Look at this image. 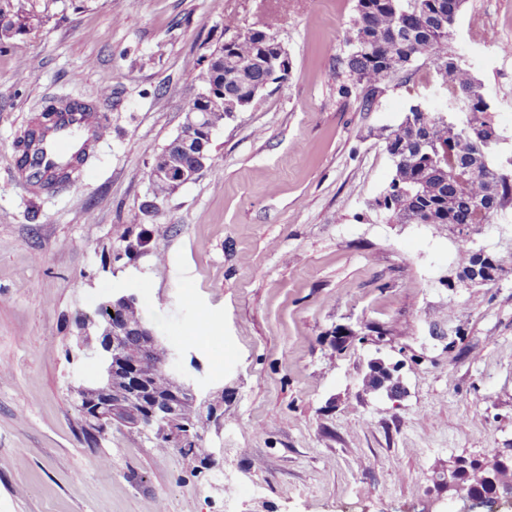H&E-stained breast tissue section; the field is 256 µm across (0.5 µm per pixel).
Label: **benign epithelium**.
I'll return each mask as SVG.
<instances>
[{"instance_id":"obj_1","label":"benign epithelium","mask_w":512,"mask_h":512,"mask_svg":"<svg viewBox=\"0 0 512 512\" xmlns=\"http://www.w3.org/2000/svg\"><path fill=\"white\" fill-rule=\"evenodd\" d=\"M196 99L208 103V109H224V88L202 89ZM215 127L209 125L208 114L187 108L183 129L176 143L189 149L197 135L212 138ZM207 166L203 151L195 154L193 166H183L167 156H157L149 171L150 182L165 181L176 190L192 181ZM476 263L470 266L464 279L472 283L497 280L502 272L499 265L483 261V250L475 251ZM141 335L139 345L127 344L130 332ZM98 351L105 362L103 379L95 389L75 393V405L86 412L88 423L105 431L115 423H133L140 432H152L173 447L183 448L190 439L191 426L185 420L183 409L197 408L198 395L192 382L178 377V388L159 396L150 392L154 363L151 359L158 340L143 318L133 323L126 318L96 324ZM366 378L374 380V388L385 389L394 395L400 389L394 380L393 368L380 360L369 362ZM112 389V400H98V394Z\"/></svg>"}]
</instances>
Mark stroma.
<instances>
[{"label": "stroma", "mask_w": 512, "mask_h": 512, "mask_svg": "<svg viewBox=\"0 0 512 512\" xmlns=\"http://www.w3.org/2000/svg\"><path fill=\"white\" fill-rule=\"evenodd\" d=\"M14 4L36 20L0 45V512H472L443 478L512 448V205L470 233L368 207L392 175L388 129L413 97H442L431 62L364 112L336 76L356 0ZM263 27L288 77L214 131L220 167L154 200L148 172L207 58ZM448 46L483 85L505 163L512 0H465ZM65 97L108 134L80 191H38L15 146ZM464 235L508 273L462 281ZM121 291L199 392L224 394L194 454L119 426L84 439L70 386L101 367L75 317ZM378 358L397 396L365 389Z\"/></svg>", "instance_id": "1"}]
</instances>
